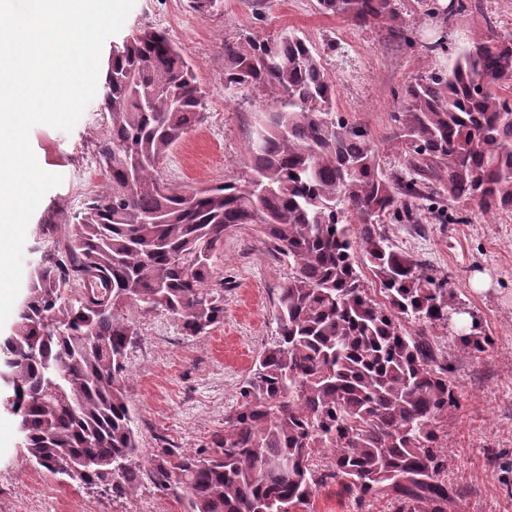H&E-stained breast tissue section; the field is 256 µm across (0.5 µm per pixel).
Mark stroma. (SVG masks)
I'll use <instances>...</instances> for the list:
<instances>
[{"instance_id":"35a3bbf8","label":"stroma","mask_w":512,"mask_h":512,"mask_svg":"<svg viewBox=\"0 0 512 512\" xmlns=\"http://www.w3.org/2000/svg\"><path fill=\"white\" fill-rule=\"evenodd\" d=\"M478 13L428 17L414 0H399L405 38L383 25L357 27L320 12L317 0H223L221 11L200 13L190 0H136L123 28L164 31L189 57L204 97L205 119L177 143L159 170L164 182L182 187L240 182L248 170L245 149L259 113L272 99L259 85H225L224 42L241 35L273 38L285 30L304 35L336 91V110L382 145L385 171L404 168L403 151L388 147L406 85L450 68L456 51L495 29L512 32V0H481ZM109 117L93 99L71 132L35 126L30 145L48 172L61 175L34 211L26 233L24 264H31L63 239L67 215L104 180L88 178L95 144L108 135ZM63 208L65 219L47 234L36 227L49 209ZM460 216L457 224H396L380 231L393 246L448 278L455 304L474 314L491 343L470 353L454 329L431 334L448 359V378L457 406L442 425L448 451V479L466 488L461 512H512V494L493 466L494 455H512V213L485 214L471 201L441 202ZM215 270L224 280V321L208 334L183 335L164 312L140 317L126 357L127 398L139 435L142 464L163 449L208 453L211 436L222 430L257 355L276 339L275 302L293 272L287 258L262 240L253 224L224 235ZM482 279L483 289L473 287ZM181 492L159 491L143 480L128 498L115 499L30 461L19 446L18 419L0 412V512H184ZM306 512H391L382 498L363 508L337 493L336 484L320 487Z\"/></svg>"}]
</instances>
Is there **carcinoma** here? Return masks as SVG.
I'll list each match as a JSON object with an SVG mask.
<instances>
[{
    "mask_svg": "<svg viewBox=\"0 0 512 512\" xmlns=\"http://www.w3.org/2000/svg\"><path fill=\"white\" fill-rule=\"evenodd\" d=\"M318 5L403 35L397 0ZM224 80L260 84L276 103L254 126L250 177L173 186L159 167L204 119L193 65L150 27L112 45L101 103L111 133L96 143L106 185L44 252L0 336V410L18 417L28 459L116 499L146 475L160 491L181 490L185 512H296L331 479L359 509L383 497L391 512H448L465 491L446 479L439 428L457 398L429 329L448 324L452 290L378 225L419 224L421 202L437 196L512 212V36L490 27L448 71L405 87L391 143L408 154L404 173L384 172L380 148L337 115L335 88L297 33L225 40ZM241 224L259 225L294 264L277 340L213 450L168 448L145 472L125 381L137 320L166 312L185 336L224 322V288L206 284L224 233ZM357 249L382 303L365 288ZM461 337L470 353L489 345L475 322ZM319 455L330 460L323 474Z\"/></svg>",
    "mask_w": 512,
    "mask_h": 512,
    "instance_id": "obj_1",
    "label": "carcinoma"
}]
</instances>
